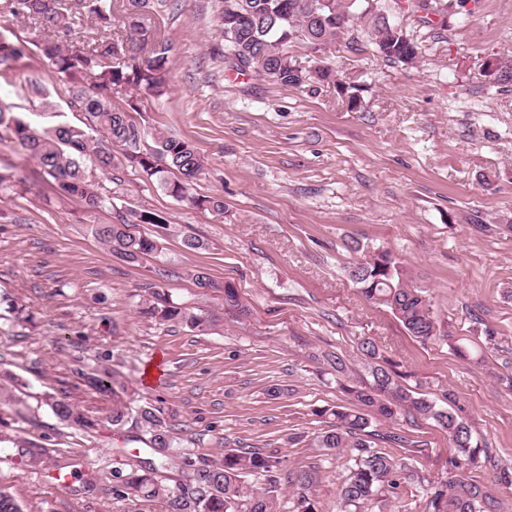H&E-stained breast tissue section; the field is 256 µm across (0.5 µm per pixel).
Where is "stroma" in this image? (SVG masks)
I'll list each match as a JSON object with an SVG mask.
<instances>
[{"label":"stroma","instance_id":"stroma-1","mask_svg":"<svg viewBox=\"0 0 512 512\" xmlns=\"http://www.w3.org/2000/svg\"><path fill=\"white\" fill-rule=\"evenodd\" d=\"M382 9L420 45L410 67L375 56L366 41L339 42L324 58L356 87L358 108L334 86H281L256 69L237 73L224 61L217 0H152L140 16L148 35L172 47L169 89L154 97L129 88L112 104L138 107L131 118L190 142L203 167L194 194L223 197L224 214L166 195L141 171L86 172L105 199L90 211L60 193L35 160L0 128V294L23 304L32 321L0 319V370L23 387L0 407V434L48 448H71L77 470L68 492L52 487L41 466L0 462V489L22 512H164L160 503L112 497V451L137 453L138 442L113 432V402L86 387L80 369L102 363L125 380L124 403L148 399L172 412L183 447L206 458L256 447L280 460L277 512H296L302 489L294 473L314 469L319 512H336L351 449L323 454L312 445L325 426L318 409L345 396L319 360L339 353L349 381L371 377L358 349L372 338L411 371L420 393L452 392L484 453L469 476L489 486L497 512H512V92L484 71L489 59L512 60V0H481L448 30ZM67 82L37 54L0 73V110L37 129L78 124ZM153 211L167 224L138 225L159 251L130 265L91 233L117 215ZM202 246L186 249L185 236ZM387 249L414 285L427 289L431 312L448 340L422 346L389 309L368 301L348 270ZM207 269L238 290L248 315L224 306V292L196 288ZM205 321L204 330L155 326L138 303L154 286ZM467 346L468 360L453 355ZM277 386L279 399L267 390ZM66 398L102 419L96 430L69 428L51 411ZM405 431L413 449L380 448L405 465L397 494L374 512H425L424 483L451 480L450 444L419 414L380 422ZM96 484L82 491V475Z\"/></svg>","mask_w":512,"mask_h":512}]
</instances>
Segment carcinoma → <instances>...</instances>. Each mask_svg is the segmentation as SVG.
I'll return each mask as SVG.
<instances>
[{"mask_svg":"<svg viewBox=\"0 0 512 512\" xmlns=\"http://www.w3.org/2000/svg\"><path fill=\"white\" fill-rule=\"evenodd\" d=\"M469 0H398L397 5L409 18L448 28V18L462 12ZM149 0H127L126 13L118 16L112 0H4L3 8L12 15L50 33L51 39L39 46L49 71L70 84L71 104L84 115L83 125L65 122L39 132L20 116L0 111V126L11 131L13 138L34 159L44 173L54 179L61 190L84 202L89 210L104 203L87 179L85 159L98 169L110 173L116 168L114 155L102 139L123 147L126 162L157 182L170 196L187 200L198 208L224 214V199L219 196L195 197L191 182L202 168V161L187 141L160 130L152 133L154 146L141 150L145 129L130 115L112 107L117 90L132 87L146 94L162 95L166 90L169 53L167 40L154 38L142 42L140 14ZM219 27L224 37V59L236 71H246L248 59L259 54L264 59L263 73L283 86L302 87L311 83L336 86L339 93L347 88L336 79L332 67L318 63L307 69L292 63L288 47L302 43L313 53L348 38L354 43L364 36L383 61L411 66L420 55L413 35L397 27L373 0H218ZM94 18L107 33L90 38L80 46L70 44L74 27L82 15ZM27 48L0 35V67L12 65L26 57ZM488 75L501 88H512V60L494 59ZM93 235L129 264H138L158 252L153 237L130 231V222L118 218L114 224H96ZM350 280L369 301L388 308L407 333L422 345L447 339L438 333L430 313L426 289L409 284L407 273L389 250H381L355 263L349 270ZM196 287L224 288V304L241 308L236 288L219 284L198 270L192 275ZM144 313L163 327L185 326L203 329L204 320L187 307L174 302L164 289L150 292ZM372 377L369 386L357 387L341 381L348 366L339 354L323 355L329 371L336 373L338 389L348 395L349 404L324 408L317 415L326 417L327 430L313 439V444L329 453L352 448V464L340 481L336 512H369L373 501L382 494H395L400 486L398 465L386 453L372 445L377 436L371 430L375 419L394 422L401 412L413 410L433 420L448 434L452 455L450 464L455 479L445 488L426 489V512H492L496 500L487 488L469 478L477 467L481 445L475 442L466 420L453 407L443 408L418 392L410 384L411 375L371 339L360 343ZM86 382L102 397L117 396L121 383L107 369H93L85 374ZM54 414L77 430H90L98 419L63 399L49 403ZM134 416L144 432L142 454L117 470L112 495L120 499L134 497L140 501H159L165 512H275L276 493L280 484L279 460L259 449H230L219 459L198 456L179 446L172 436V424L166 410L146 402L130 410L115 405L108 416L116 428ZM16 456L42 464L50 458L49 449L33 451L17 446ZM178 465L184 479L168 486L162 474L170 464ZM264 481L254 488L247 477Z\"/></svg>","mask_w":512,"mask_h":512,"instance_id":"carcinoma-1","label":"carcinoma"}]
</instances>
